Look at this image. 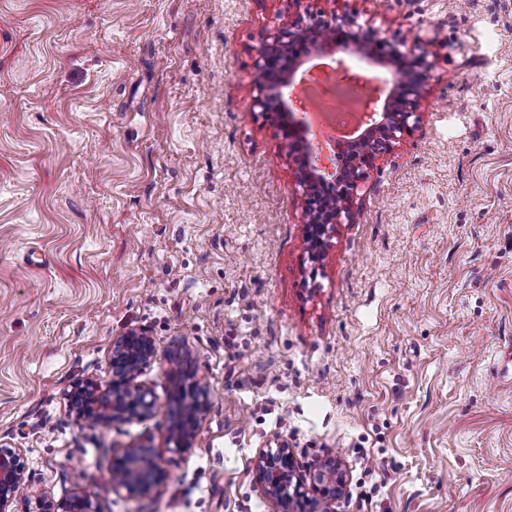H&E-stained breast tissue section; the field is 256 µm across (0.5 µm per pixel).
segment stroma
<instances>
[{
    "label": "stroma",
    "mask_w": 512,
    "mask_h": 512,
    "mask_svg": "<svg viewBox=\"0 0 512 512\" xmlns=\"http://www.w3.org/2000/svg\"><path fill=\"white\" fill-rule=\"evenodd\" d=\"M353 17L433 64L320 262L259 50ZM147 330L143 421L65 394ZM204 375L170 439L175 360ZM0 440L97 512H272L261 449L336 459V512H512V0H0ZM153 449L147 495L112 451ZM177 374L180 385L171 400V440L177 448L186 450L194 446L207 412L208 388L207 383L197 373L180 368ZM145 456L153 458V466H144ZM158 456L147 448L127 447L112 451V491L131 495H146L162 481L163 470Z\"/></svg>",
    "instance_id": "stroma-1"
}]
</instances>
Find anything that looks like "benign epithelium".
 <instances>
[{"label":"benign epithelium","instance_id":"7a95c632","mask_svg":"<svg viewBox=\"0 0 512 512\" xmlns=\"http://www.w3.org/2000/svg\"><path fill=\"white\" fill-rule=\"evenodd\" d=\"M353 26L355 21L350 17L334 14L329 20L314 18L305 26L280 30L259 51L261 62L256 72L261 78L253 80L257 90L255 105L275 115L284 138L288 139L296 134L293 119L299 103L284 90L294 84L297 69L293 63L301 55L314 51L342 53L368 63L378 62L387 54L401 62L398 74L382 76L385 98L367 99L365 128L347 142L344 164L334 166L328 174L320 157L314 155L303 161L300 183L309 195L304 242L314 259L321 257L324 240L335 231L336 225L350 217L354 192L365 170L377 156L399 143L400 134L410 130L409 119L416 116L426 93L427 72L432 68L426 52L404 63L394 46L374 40L371 29L354 34ZM156 356L155 341L146 331L131 329L119 337L112 345L110 379L76 382L69 391L70 407L76 416L92 425L150 417L155 408L154 395L136 379ZM177 374L180 385L171 400V440L176 447L186 450L194 446L207 412L208 388L194 372L180 369ZM163 477L154 452L138 447L112 450V492L146 495ZM307 481L317 497L311 498L304 491ZM256 482L261 494L272 503L274 512H336V501L344 489L343 473L336 460L324 461L307 478L301 474L295 455L285 441L259 452ZM21 497L32 506L30 512H96L84 495L74 493L57 500L48 491L34 487L23 450L0 442V512H11V505Z\"/></svg>","mask_w":512,"mask_h":512}]
</instances>
